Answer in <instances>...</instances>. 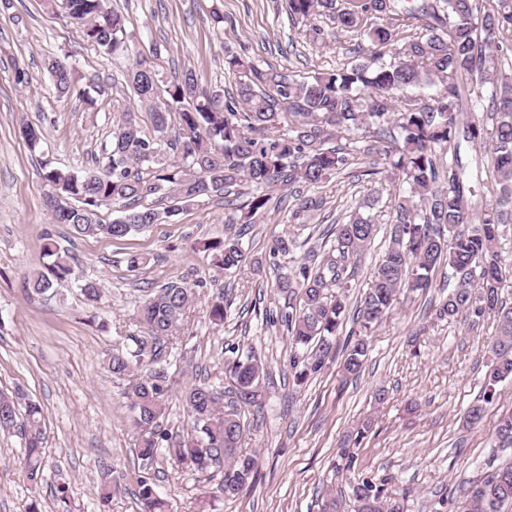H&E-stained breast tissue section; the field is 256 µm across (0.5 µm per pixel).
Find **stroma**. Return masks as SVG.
I'll return each instance as SVG.
<instances>
[{
    "label": "stroma",
    "mask_w": 512,
    "mask_h": 512,
    "mask_svg": "<svg viewBox=\"0 0 512 512\" xmlns=\"http://www.w3.org/2000/svg\"><path fill=\"white\" fill-rule=\"evenodd\" d=\"M126 18L128 58L112 60L94 49L81 27L62 9L44 0H11L0 8V391L24 390L45 415V469L31 484L18 469L22 444L14 433L0 434V512H142L128 483L137 471L136 434L123 387L104 369L108 353L136 335L129 316L144 289L180 278L203 281L185 321L179 344L170 346L174 379L164 425L186 432L182 391L195 379L217 375L227 350L257 349L267 376L264 406L249 416L246 450L260 457L255 485L234 499L217 493V480H202L159 458L152 471L159 495L171 512H321L327 493H344L354 478L385 482L405 494L406 512H432L443 496H459L473 479L502 461L494 448L499 415L512 410V381L501 383L481 424L465 414L483 389L491 362L494 317L478 327L464 320L431 318L454 281L438 270L431 288L402 295L375 330L359 374L347 375L333 361L304 385H295L288 336L266 323L269 310L287 305L275 271L224 272L209 267L196 241L227 231L224 200L206 197L172 211L167 198L150 197L146 206L168 211L164 222L123 239L77 236L50 221V187L41 163L82 171L92 167L112 143V95L124 84L127 65L145 58L161 77L192 71L200 88L232 94L239 80L224 66L225 52L247 54L264 69L312 76L358 60L359 39L339 33L328 44L310 42L303 24L293 22L283 0H108ZM67 60L79 87L92 99L58 100L44 63ZM27 73L17 82L16 68ZM28 123L42 133L30 151L18 134ZM367 160L311 191L322 209L308 213L305 226L291 224L294 189L274 192L243 247L249 258H265L272 239L295 234L297 248L282 257L293 266L318 249L322 233L348 221L355 210L373 215L377 234L355 268L349 306H356L372 270L390 241L391 196L384 175L367 172ZM53 236L74 257L71 274L42 296L28 292L27 276L44 270L42 245ZM145 262L130 270L127 257ZM99 284L100 298L88 303L80 290L85 279ZM229 303L223 326L210 323L207 303L216 289ZM384 403H376L377 389ZM373 426L353 451L346 470L337 456L364 419ZM117 490L102 506L98 489ZM68 483L69 500L54 495Z\"/></svg>",
    "instance_id": "35a3bbf8"
}]
</instances>
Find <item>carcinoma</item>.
<instances>
[{"label": "carcinoma", "instance_id": "1", "mask_svg": "<svg viewBox=\"0 0 512 512\" xmlns=\"http://www.w3.org/2000/svg\"><path fill=\"white\" fill-rule=\"evenodd\" d=\"M64 4L69 16L81 20L92 46L108 56L128 54L126 19L108 8L106 0ZM285 7L292 20L309 23L317 43L326 37L314 20L325 17L374 49L358 63L310 80L264 70L248 57L228 52L224 66L241 79L236 95L226 99L200 89L191 71L163 81L150 63L137 61L126 70L125 87L145 109L151 131H145L139 113L119 102L111 149L101 166L79 174L43 162V179L62 203L51 204V219L81 235L120 239L177 211L173 207L161 213L140 205L149 196L166 195L187 207L248 183L257 192L231 205L224 216L227 227L238 231L195 246L209 265L236 270L247 261L241 237L268 206L277 185L316 186L349 168L362 152L371 157L370 174L385 165L390 179L405 189L394 197L390 243L358 301L356 329L345 340L343 370L361 371L370 336L398 295L426 290L436 270L446 267L456 287L436 315L450 321L463 316L472 326L491 314L497 321L484 402L467 411V422L477 425L498 384L512 379V307L499 300L504 273L497 250L502 227L512 223V73L494 53L500 43L512 42V0H285ZM409 27L423 32L406 40L403 32ZM383 47L388 54L380 52ZM45 68L57 97L85 96L66 62L51 57ZM465 81L488 88L477 101H487L491 125L464 117L460 84ZM427 87L435 93L424 100L420 94ZM342 139L350 147L330 145ZM475 141L489 149L496 173L492 203L477 224L470 222L469 207L477 188L460 155L462 143ZM104 202L119 209L110 224L100 223L96 213ZM321 205L320 199L300 195L291 218L299 221ZM375 231L371 216L354 213L348 222L326 230L329 246L286 272L277 258L288 255L295 241L287 236L272 240L269 257L277 287L298 304L288 303L269 323L286 329L296 384L335 356L350 266L367 250ZM43 252L50 259L46 271L29 278L38 295L71 273L68 254L52 237H46ZM202 286L201 280L192 285L176 280L144 295L132 314L142 335L131 337L134 347L118 348L106 359L112 377L123 381L133 412L141 465L131 481L144 512H168L151 477L163 452L175 467L205 480L220 472L226 500L252 486L258 475L257 455L242 449V416L260 410L266 376L251 348L230 349L224 378L185 388L190 430L173 436L163 428L173 385L166 349ZM208 308L210 320L224 324V294L213 297ZM0 431L19 433V469L27 480H41V406L22 393L0 392ZM494 438L498 447L512 449V411L500 416ZM404 501L405 495L387 493L373 478L358 477L349 483L348 497H327L322 512H404ZM438 505L436 512H512V461L472 481L461 503L442 499Z\"/></svg>", "mask_w": 512, "mask_h": 512}]
</instances>
